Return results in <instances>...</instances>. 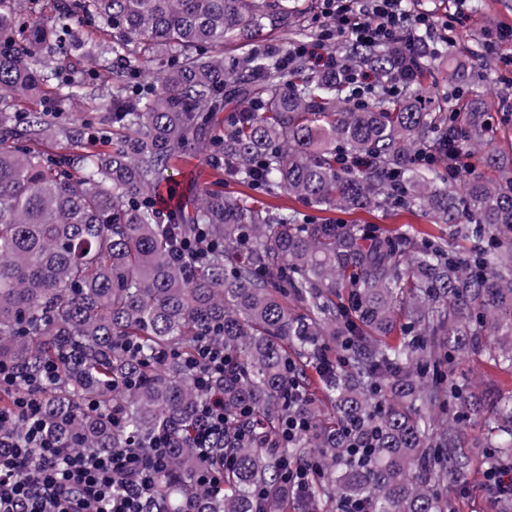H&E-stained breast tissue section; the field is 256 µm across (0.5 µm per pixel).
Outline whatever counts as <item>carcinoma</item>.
<instances>
[{"label": "carcinoma", "instance_id": "cac0c4a2", "mask_svg": "<svg viewBox=\"0 0 512 512\" xmlns=\"http://www.w3.org/2000/svg\"><path fill=\"white\" fill-rule=\"evenodd\" d=\"M25 2L0 0V361L24 378L57 364L42 394L49 437L109 451L168 433L162 512H333L346 500L371 512H446L441 486L466 478L468 444L453 417L438 425L449 399L435 376L441 352L486 349L512 366V157L491 147L482 108L461 121L427 98L431 64L400 46L353 55L404 79L399 102L383 85L357 102L342 75L310 74L302 60L285 70L253 53L224 64V47L288 28L302 0H56L52 22L29 24ZM72 18L110 35L99 58L126 63L110 82L63 77L59 54L82 50ZM169 56L157 84L131 85L142 64ZM468 81L464 67L448 69L454 89ZM228 87L249 106L223 132L214 120ZM40 95L60 112L101 101L106 149L89 151L79 125L12 112L13 100ZM454 126V148H484L501 180L448 189L439 172L448 142L431 134ZM55 140L71 152L42 149ZM189 151L270 199L349 211L393 201L456 236L465 213L491 247L462 262L442 233L418 246L414 231L307 224L294 208L207 187L193 214L166 216L156 191ZM359 156L372 167L342 164ZM189 242L197 251L176 262ZM203 336L231 361L214 382L224 437L206 457L193 442L201 393L184 367ZM462 403L485 418L474 447L512 456V395L473 383ZM292 410L310 428L288 443L279 430ZM310 458L320 472L296 494L283 465ZM208 464L222 472L219 489L197 481Z\"/></svg>", "mask_w": 512, "mask_h": 512}]
</instances>
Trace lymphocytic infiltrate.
Here are the masks:
<instances>
[{
  "instance_id": "1",
  "label": "lymphocytic infiltrate",
  "mask_w": 512,
  "mask_h": 512,
  "mask_svg": "<svg viewBox=\"0 0 512 512\" xmlns=\"http://www.w3.org/2000/svg\"><path fill=\"white\" fill-rule=\"evenodd\" d=\"M460 18L457 12L439 20L426 10L411 11L407 0H325L315 41L280 50L272 47L268 53L285 68L302 58L318 71L348 69L354 96L359 99L384 79L348 68L335 42L357 47L398 44L419 54L426 42L447 40ZM384 81L391 92L402 88L396 78ZM186 365L202 393L196 407L194 444L208 448L224 434V396L211 385L227 365L224 348L211 337H203ZM56 377L55 364H46L27 378L21 391L14 368L0 362V395L10 398L9 408L0 409V431L17 419L25 425L21 439L0 446V512H159L156 486L166 462L167 437H152L145 449L133 446L102 453L52 446L44 434L39 395Z\"/></svg>"
}]
</instances>
